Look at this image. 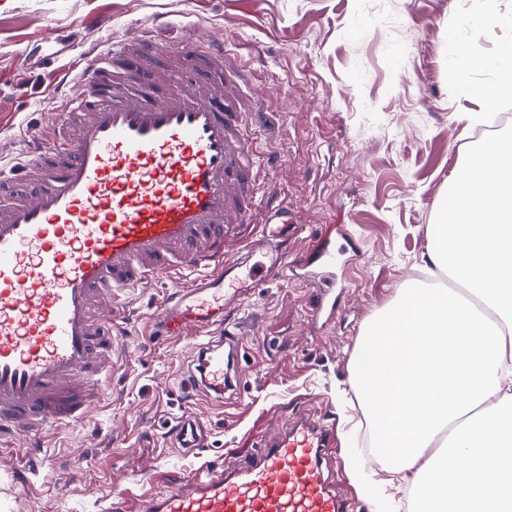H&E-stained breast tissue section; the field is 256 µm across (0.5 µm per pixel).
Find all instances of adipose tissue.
<instances>
[{
  "mask_svg": "<svg viewBox=\"0 0 512 512\" xmlns=\"http://www.w3.org/2000/svg\"><path fill=\"white\" fill-rule=\"evenodd\" d=\"M461 96L512 99V38L492 51L460 45L448 60ZM489 71L492 85L472 74ZM471 300L414 285L366 326L351 384L375 456L411 476L416 512H512V140L464 162L431 231Z\"/></svg>",
  "mask_w": 512,
  "mask_h": 512,
  "instance_id": "1",
  "label": "adipose tissue"
}]
</instances>
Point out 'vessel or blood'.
Returning <instances> with one entry per match:
<instances>
[{
	"label": "vessel or blood",
	"mask_w": 512,
	"mask_h": 512,
	"mask_svg": "<svg viewBox=\"0 0 512 512\" xmlns=\"http://www.w3.org/2000/svg\"><path fill=\"white\" fill-rule=\"evenodd\" d=\"M158 28L87 44L69 93L55 99L46 137L21 140L0 165V440L32 444L85 419L101 398L121 296L194 271L159 302L158 336H197L184 388L223 401L235 390L243 328H229L251 289L286 272L335 268L328 237L288 253L294 217L264 209L266 233L225 260L256 208L261 167L247 113L234 111L223 28L159 48ZM335 277L318 284L315 314L334 319ZM205 427L180 415L171 445L198 449ZM331 426L300 419L232 464H204L138 512H348L326 464Z\"/></svg>",
	"instance_id": "obj_1"
}]
</instances>
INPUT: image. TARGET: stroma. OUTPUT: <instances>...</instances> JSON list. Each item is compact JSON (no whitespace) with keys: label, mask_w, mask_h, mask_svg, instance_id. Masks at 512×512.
Masks as SVG:
<instances>
[{"label":"stroma","mask_w":512,"mask_h":512,"mask_svg":"<svg viewBox=\"0 0 512 512\" xmlns=\"http://www.w3.org/2000/svg\"><path fill=\"white\" fill-rule=\"evenodd\" d=\"M483 8L484 0H0V155L11 154L13 138L45 128L57 72L82 59L86 37L108 43L164 15L173 46L186 28L218 25L257 148L275 161L259 196L294 208L301 225L289 253L310 249L313 232L330 224L347 257L336 270V321L312 318L315 287L301 278L256 289L244 304L253 323L237 393L221 405L187 399L179 387L191 338L151 334L155 304L181 280L131 293L122 355L88 417L46 446L17 437L0 452V512H102L109 493L148 491L153 471L176 479L247 455L303 413L333 423L331 471L354 512H377L349 470L359 456L368 475L387 476L360 444L350 376L376 313L417 271L442 273L428 260L430 226L480 145L474 126L492 120L483 99L459 95L448 59L470 34L467 17ZM102 16L110 28H96ZM186 410L209 429L191 455L169 444ZM74 462L82 477L60 483Z\"/></svg>","instance_id":"obj_1"}]
</instances>
